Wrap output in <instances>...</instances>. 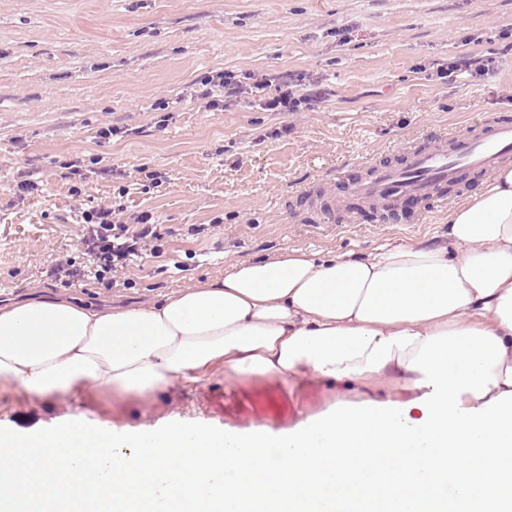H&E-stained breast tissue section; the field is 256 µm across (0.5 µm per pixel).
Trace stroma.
I'll return each mask as SVG.
<instances>
[{"label":"stroma","mask_w":512,"mask_h":512,"mask_svg":"<svg viewBox=\"0 0 512 512\" xmlns=\"http://www.w3.org/2000/svg\"><path fill=\"white\" fill-rule=\"evenodd\" d=\"M510 47L512 0H0V303L40 295L122 308L292 249L361 255L443 241L449 209L490 176L398 221L325 210L317 197L432 133L512 115V67L437 74L450 58ZM220 70L273 93L292 83L312 100L301 112L264 111L257 97L215 110L203 81ZM105 122L124 137L98 139ZM25 179L37 191L18 193ZM115 205L127 223L150 213L165 236L160 257L133 261L106 289L82 212ZM194 224L205 232L191 234ZM62 258L75 272L67 285L49 274ZM356 392L219 366L145 401L105 396L77 409L0 393V427L27 432L79 412L118 429L180 416L278 432Z\"/></svg>","instance_id":"1"}]
</instances>
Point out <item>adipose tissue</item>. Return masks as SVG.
I'll return each instance as SVG.
<instances>
[{
  "mask_svg": "<svg viewBox=\"0 0 512 512\" xmlns=\"http://www.w3.org/2000/svg\"><path fill=\"white\" fill-rule=\"evenodd\" d=\"M223 365L411 392L248 433L84 415L0 430V512H512V166L447 240L293 250L125 309L0 305V388L144 398Z\"/></svg>",
  "mask_w": 512,
  "mask_h": 512,
  "instance_id": "ef3b65f1",
  "label": "adipose tissue"
}]
</instances>
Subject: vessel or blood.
Segmentation results:
<instances>
[{
  "mask_svg": "<svg viewBox=\"0 0 512 512\" xmlns=\"http://www.w3.org/2000/svg\"><path fill=\"white\" fill-rule=\"evenodd\" d=\"M512 159V118L471 122L461 130L411 147L395 163L379 162L363 178L346 182L348 199L392 207L409 199L444 198L449 184L495 170Z\"/></svg>",
  "mask_w": 512,
  "mask_h": 512,
  "instance_id": "obj_1",
  "label": "vessel or blood"
}]
</instances>
